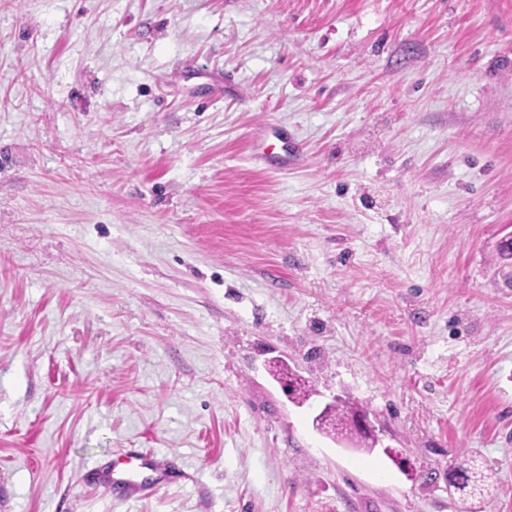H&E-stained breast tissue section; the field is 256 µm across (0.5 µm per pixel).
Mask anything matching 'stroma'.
<instances>
[{
  "mask_svg": "<svg viewBox=\"0 0 512 512\" xmlns=\"http://www.w3.org/2000/svg\"><path fill=\"white\" fill-rule=\"evenodd\" d=\"M511 232L512 0H0V512H512ZM361 412L350 402L336 404V408L329 411L321 420V430L336 435V439H356L363 447L371 448L368 440L371 437L356 423V418ZM372 444V440L371 443ZM147 457L136 451H129L124 455V460L119 464L122 465L118 472V465L112 467V481L116 483L135 484L138 482V472L147 462ZM117 475L118 477H115ZM490 476L476 451H470L449 472L448 485L463 498H483L491 493Z\"/></svg>",
  "mask_w": 512,
  "mask_h": 512,
  "instance_id": "obj_1",
  "label": "stroma"
}]
</instances>
